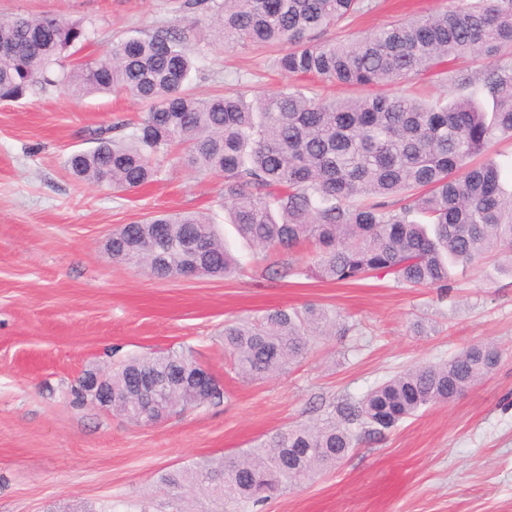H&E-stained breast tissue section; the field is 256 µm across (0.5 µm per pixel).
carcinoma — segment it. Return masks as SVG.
I'll list each match as a JSON object with an SVG mask.
<instances>
[{
    "instance_id": "cac0c4a2",
    "label": "carcinoma",
    "mask_w": 512,
    "mask_h": 512,
    "mask_svg": "<svg viewBox=\"0 0 512 512\" xmlns=\"http://www.w3.org/2000/svg\"><path fill=\"white\" fill-rule=\"evenodd\" d=\"M196 8L184 27L112 42L105 56L70 68L72 50L95 35L57 15L0 19V101L17 102L47 87L82 98L124 93L146 105L131 129L73 153L68 169L89 185L134 190L176 161L224 176L222 206L237 233L270 253L303 251L304 265L273 270L357 282L373 274L401 288H450L451 270L492 252L512 256V191L492 148L512 137V0H454L447 10L399 20L356 40L328 38L368 12L371 0H184ZM204 26L227 45L280 46L274 66L298 80L319 78L352 91L315 97L287 85L275 94L235 91L198 98L188 89L195 58L189 33ZM428 75L442 93L402 88ZM492 99V109L478 98ZM426 222H420L417 217ZM112 259L159 279L228 277L239 260L216 225L200 214L151 215L112 233ZM317 306L274 309L224 323V354L248 379L280 374L319 336L346 333ZM500 362L475 343L446 362L407 369L314 424L281 430L253 448L164 478L224 498L231 512H259L274 496L300 488L335 465L363 436L380 434L422 408L461 396ZM203 368L191 350L168 349L113 365L112 412L152 424L180 408L217 404L216 386L195 396L186 379ZM142 390L132 395L129 380Z\"/></svg>"
}]
</instances>
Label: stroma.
Wrapping results in <instances>:
<instances>
[{
	"label": "stroma",
	"instance_id": "stroma-1",
	"mask_svg": "<svg viewBox=\"0 0 512 512\" xmlns=\"http://www.w3.org/2000/svg\"><path fill=\"white\" fill-rule=\"evenodd\" d=\"M181 0H0V16L58 14L94 26L88 55L113 39L186 25ZM452 0H373L350 37L450 7ZM191 86L201 97L244 76L267 94L288 85L274 48L191 40ZM127 97L75 98L59 87L0 102V512H220L166 474L250 448L312 423L402 370L491 342L497 368L465 395L363 438L336 467L283 493L262 512H512V260L487 254L453 269L447 295L401 288L380 275L339 284L275 278L270 255L224 221L221 177L168 163L162 179L131 191L78 182L68 157L93 149V130L137 120ZM153 212H200L222 225L243 270L233 277L159 279L112 259L118 227ZM317 304L350 332L322 340L288 372L260 381L224 356L228 320ZM189 348L223 384L221 403L136 426L112 411L71 404L82 373L130 355Z\"/></svg>",
	"mask_w": 512,
	"mask_h": 512
}]
</instances>
